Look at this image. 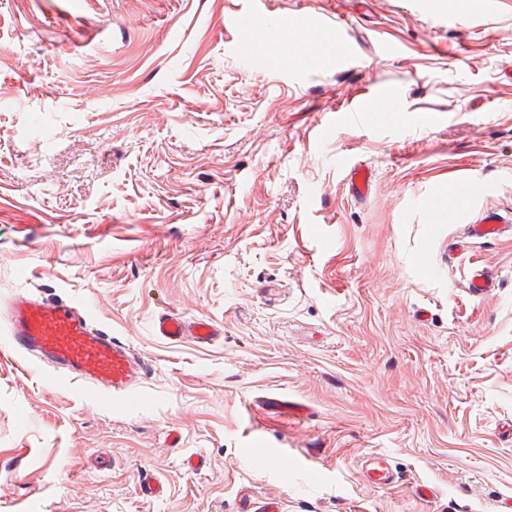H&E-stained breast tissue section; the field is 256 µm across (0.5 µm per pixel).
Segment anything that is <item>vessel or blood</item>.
<instances>
[{"instance_id": "b4317fda", "label": "vessel or blood", "mask_w": 512, "mask_h": 512, "mask_svg": "<svg viewBox=\"0 0 512 512\" xmlns=\"http://www.w3.org/2000/svg\"><path fill=\"white\" fill-rule=\"evenodd\" d=\"M512 230L500 215L484 214L470 225L466 240L456 244V252L466 250L469 241L494 240ZM496 285V276L488 268H471L465 282L474 296L488 293ZM10 343L20 353L34 354L48 362L53 371L48 380L56 386L82 381L96 400L109 399L116 408L131 404L132 395L141 380L150 373L151 365L138 357L130 346L94 327L85 311L64 301L39 299L29 293L15 295L9 306ZM154 332L179 342L192 338L200 345L210 343L222 330L210 320L185 319L172 314L159 315ZM374 487L384 489L393 479L387 457L373 453L362 462Z\"/></svg>"}]
</instances>
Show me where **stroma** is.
I'll return each mask as SVG.
<instances>
[{
    "label": "stroma",
    "mask_w": 512,
    "mask_h": 512,
    "mask_svg": "<svg viewBox=\"0 0 512 512\" xmlns=\"http://www.w3.org/2000/svg\"><path fill=\"white\" fill-rule=\"evenodd\" d=\"M315 14L349 18L352 64L294 62L335 34ZM256 23L291 35L274 67ZM373 84L403 130L337 121ZM488 210L512 218V0H0V512H505L512 235L450 250ZM20 290L149 360L134 407L14 352ZM168 311L224 334L169 343ZM496 276L487 267L471 268L464 288L473 296H482L495 288ZM361 469H365L366 475L373 479L372 485L376 488L384 489L394 482L388 467L387 456L384 454H370L363 460Z\"/></svg>",
    "instance_id": "1"
}]
</instances>
